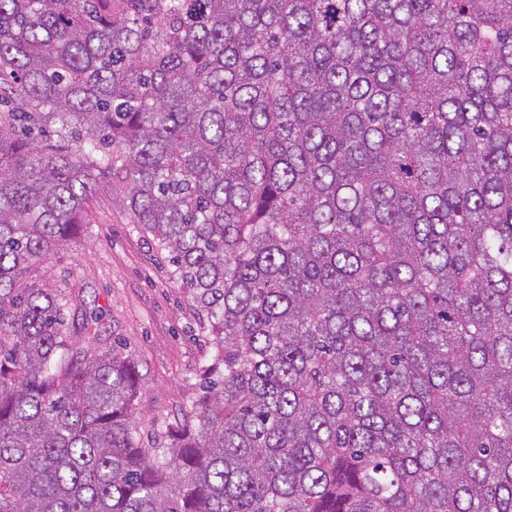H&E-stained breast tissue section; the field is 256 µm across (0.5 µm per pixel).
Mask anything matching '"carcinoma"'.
<instances>
[{"mask_svg": "<svg viewBox=\"0 0 512 512\" xmlns=\"http://www.w3.org/2000/svg\"><path fill=\"white\" fill-rule=\"evenodd\" d=\"M106 173L212 347L146 441ZM0 512H512V0H0Z\"/></svg>", "mask_w": 512, "mask_h": 512, "instance_id": "cac0c4a2", "label": "carcinoma"}]
</instances>
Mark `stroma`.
Listing matches in <instances>:
<instances>
[{
    "instance_id": "obj_1",
    "label": "stroma",
    "mask_w": 512,
    "mask_h": 512,
    "mask_svg": "<svg viewBox=\"0 0 512 512\" xmlns=\"http://www.w3.org/2000/svg\"><path fill=\"white\" fill-rule=\"evenodd\" d=\"M124 187L104 177L85 206L81 236L62 246L46 279L100 317L101 346L120 341L139 364L141 433L154 417L181 416L201 393L199 369L212 349L188 294L171 280L155 246L132 224Z\"/></svg>"
}]
</instances>
